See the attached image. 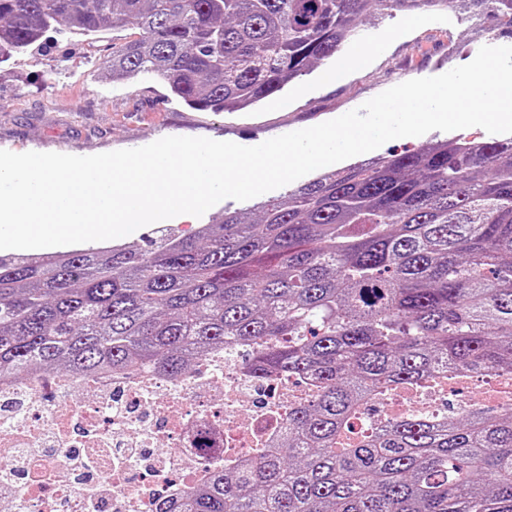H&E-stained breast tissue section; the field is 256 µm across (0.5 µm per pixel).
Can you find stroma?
Wrapping results in <instances>:
<instances>
[{"label": "stroma", "instance_id": "obj_1", "mask_svg": "<svg viewBox=\"0 0 512 512\" xmlns=\"http://www.w3.org/2000/svg\"><path fill=\"white\" fill-rule=\"evenodd\" d=\"M127 32L91 37L50 32L46 45L0 64V150L89 156L148 145L163 129L240 145L308 128L356 109L402 82L443 74L470 63L480 47L512 46L493 22L467 20L462 9L401 12L359 27L351 53L363 60L338 64L335 79L314 68L250 113L191 108L172 98L158 80L139 76L112 81L93 64L111 53ZM224 215L216 204L204 215L182 214L141 227L139 244L154 241L158 228L183 235Z\"/></svg>", "mask_w": 512, "mask_h": 512}]
</instances>
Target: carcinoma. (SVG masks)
Listing matches in <instances>:
<instances>
[{
    "instance_id": "obj_1",
    "label": "carcinoma",
    "mask_w": 512,
    "mask_h": 512,
    "mask_svg": "<svg viewBox=\"0 0 512 512\" xmlns=\"http://www.w3.org/2000/svg\"><path fill=\"white\" fill-rule=\"evenodd\" d=\"M512 34V0H463ZM457 0H0V64L51 29L128 28L99 62L200 110L245 109L328 62L356 22ZM224 209L192 236L0 254V373L218 347L257 377L310 378L280 446L214 468L153 512H512V408L408 418L344 443L361 403L437 374L512 372V139H438Z\"/></svg>"
}]
</instances>
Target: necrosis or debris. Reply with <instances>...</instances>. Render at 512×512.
<instances>
[{"label": "necrosis or debris", "instance_id": "4bbe7bcc", "mask_svg": "<svg viewBox=\"0 0 512 512\" xmlns=\"http://www.w3.org/2000/svg\"><path fill=\"white\" fill-rule=\"evenodd\" d=\"M237 349L208 354L180 379L154 366L0 378V505L8 512H151L178 499L207 465L273 447L288 410L307 403L313 382L260 380ZM512 407V373H451L429 389L371 397L355 416L376 432L402 417L475 411V387ZM209 447H200L201 439Z\"/></svg>", "mask_w": 512, "mask_h": 512}]
</instances>
